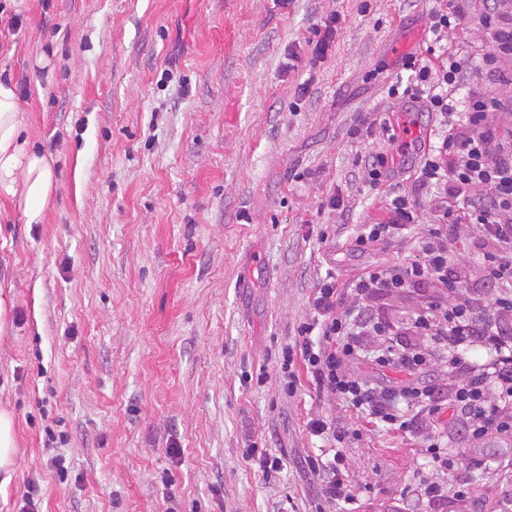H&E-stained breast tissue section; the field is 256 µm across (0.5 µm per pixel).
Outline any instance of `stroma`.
I'll list each match as a JSON object with an SVG mask.
<instances>
[{
	"mask_svg": "<svg viewBox=\"0 0 512 512\" xmlns=\"http://www.w3.org/2000/svg\"><path fill=\"white\" fill-rule=\"evenodd\" d=\"M437 4L463 17L449 57L477 69L482 0H0V80L57 181L38 223L0 200L13 300L0 408L16 439L0 512H19L31 485L39 512H317L299 464L317 415L348 432L356 512H424L425 483L449 475L473 499L448 512L494 508L512 438L469 444L449 428L445 471L426 466L419 435L279 385L281 349L326 268L346 285L422 257L426 199L386 245L352 240L419 164L396 159L376 189L363 179L383 119L424 140L440 130L387 95L404 56L426 57ZM332 13L336 46L310 65L305 40ZM426 301L410 289L372 309L401 327ZM254 443L280 471L247 459Z\"/></svg>",
	"mask_w": 512,
	"mask_h": 512,
	"instance_id": "35a3bbf8",
	"label": "stroma"
}]
</instances>
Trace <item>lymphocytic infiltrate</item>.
Instances as JSON below:
<instances>
[{
  "mask_svg": "<svg viewBox=\"0 0 512 512\" xmlns=\"http://www.w3.org/2000/svg\"><path fill=\"white\" fill-rule=\"evenodd\" d=\"M478 24L486 34L483 82L511 86L512 0H486ZM402 66L410 78L405 86H391L390 95L441 116L443 128L424 149L418 140L402 141L393 123L383 122L389 148L365 160L364 174L372 186H379L396 158L417 151L421 161L415 189L392 198L387 220L363 225L354 244L374 248L395 230L419 223L418 194L423 190L437 198L438 219L423 242L422 260L368 269L344 288L335 272L326 271L308 298L295 342L281 349V383L292 395L302 381H309L319 394L340 398L387 430L420 435L430 462L444 468L452 424H461L469 441L512 436V297L502 294L512 288V136L502 133L499 122L500 115L512 112V97L474 91L460 109L450 94L465 80L457 61L440 54L426 60L410 55ZM473 226L481 233L485 269L476 284L469 282L448 247ZM410 288L432 295L425 311L411 319V331L446 345L447 356L440 363L446 374L466 373L464 383L443 400L435 383L379 384L352 369L365 344L381 343L390 332L389 325L370 314V302ZM474 343L482 346L483 357L462 358L459 346ZM402 402L413 408V415L399 412ZM306 427L325 447L302 460L323 502L355 505L357 496L343 472V428L324 416L310 419Z\"/></svg>",
  "mask_w": 512,
  "mask_h": 512,
  "instance_id": "1",
  "label": "lymphocytic infiltrate"
}]
</instances>
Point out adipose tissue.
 <instances>
[{
    "label": "adipose tissue",
    "mask_w": 512,
    "mask_h": 512,
    "mask_svg": "<svg viewBox=\"0 0 512 512\" xmlns=\"http://www.w3.org/2000/svg\"><path fill=\"white\" fill-rule=\"evenodd\" d=\"M55 189L51 156L33 149L24 134L15 85L0 81V198L33 222Z\"/></svg>",
    "instance_id": "ef3b65f1"
}]
</instances>
